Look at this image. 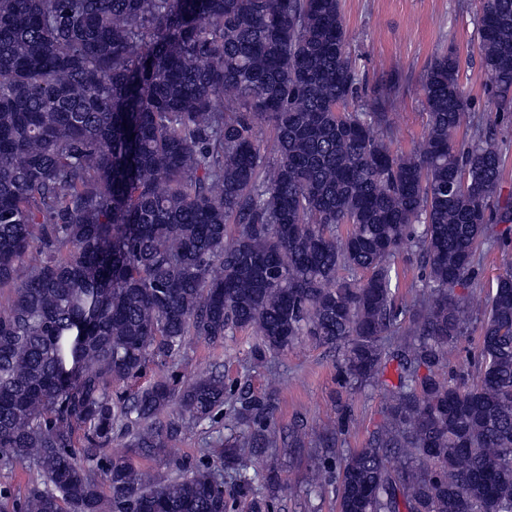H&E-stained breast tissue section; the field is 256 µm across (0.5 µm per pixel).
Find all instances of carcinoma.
<instances>
[{"mask_svg": "<svg viewBox=\"0 0 512 512\" xmlns=\"http://www.w3.org/2000/svg\"><path fill=\"white\" fill-rule=\"evenodd\" d=\"M477 33L508 111L512 0H487ZM360 83L340 0H0V469L37 475L17 512H229L262 449L330 447L270 432L267 401L224 408L218 366L130 390L186 337L239 330L259 336L256 366L306 338L383 396L385 423L340 468L338 512H512L511 270L477 384L445 374L472 322L457 289L512 224L503 139L453 51L426 70L407 154L387 142L399 84L351 109ZM405 243L426 275L400 311ZM223 409L232 433L188 476L106 453L121 435L151 457Z\"/></svg>", "mask_w": 512, "mask_h": 512, "instance_id": "cac0c4a2", "label": "carcinoma"}]
</instances>
